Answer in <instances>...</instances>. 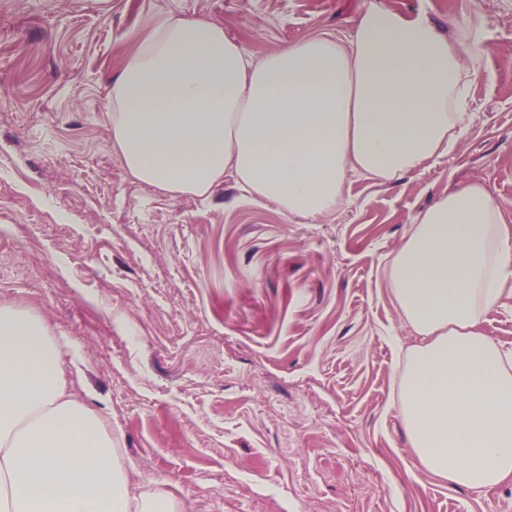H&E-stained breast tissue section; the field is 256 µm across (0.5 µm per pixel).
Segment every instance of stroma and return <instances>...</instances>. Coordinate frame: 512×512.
<instances>
[{"mask_svg":"<svg viewBox=\"0 0 512 512\" xmlns=\"http://www.w3.org/2000/svg\"><path fill=\"white\" fill-rule=\"evenodd\" d=\"M365 0H0V303L82 352L87 403L143 487L186 512H512V485L451 488L411 462L383 277L414 217L465 181L512 225V0H385L481 22L473 121L418 175L347 179L288 218L232 181L209 199L133 181L108 79L170 17L261 57L350 32Z\"/></svg>","mask_w":512,"mask_h":512,"instance_id":"obj_1","label":"stroma"}]
</instances>
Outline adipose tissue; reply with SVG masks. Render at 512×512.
Listing matches in <instances>:
<instances>
[{
	"label": "adipose tissue",
	"mask_w": 512,
	"mask_h": 512,
	"mask_svg": "<svg viewBox=\"0 0 512 512\" xmlns=\"http://www.w3.org/2000/svg\"><path fill=\"white\" fill-rule=\"evenodd\" d=\"M366 0L346 34H312L256 58L206 19L169 17L111 87L112 145L137 182L209 197L230 179L315 224L348 176L379 183L447 156L473 120L482 50L470 19ZM385 277L412 341L399 410L412 463L449 486L512 483V352L486 314L512 282V227L463 184L414 218ZM31 309L0 304V512H185L165 483L138 489L111 428L73 393L79 351Z\"/></svg>",
	"instance_id": "ef3b65f1"
}]
</instances>
